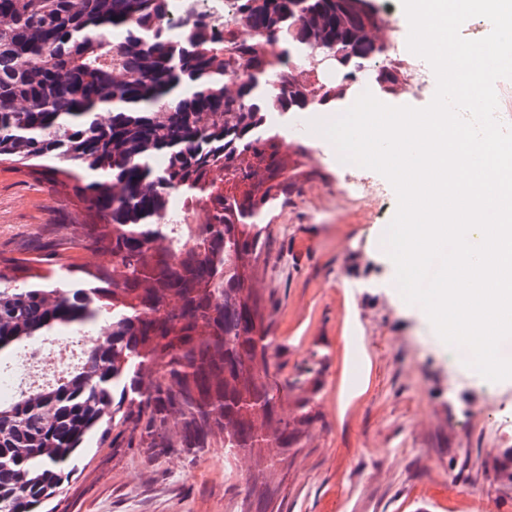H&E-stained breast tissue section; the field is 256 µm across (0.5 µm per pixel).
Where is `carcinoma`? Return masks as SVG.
I'll use <instances>...</instances> for the list:
<instances>
[{"instance_id":"obj_1","label":"carcinoma","mask_w":512,"mask_h":512,"mask_svg":"<svg viewBox=\"0 0 512 512\" xmlns=\"http://www.w3.org/2000/svg\"><path fill=\"white\" fill-rule=\"evenodd\" d=\"M199 2L0 0V164L61 187L67 217L0 250V356L92 337L59 381L0 403V512H57L92 436L150 454L295 440L248 284L296 186L269 118L341 98L372 62L379 85L403 69L367 39L390 22L376 0ZM311 43L350 63L309 88L293 67Z\"/></svg>"}]
</instances>
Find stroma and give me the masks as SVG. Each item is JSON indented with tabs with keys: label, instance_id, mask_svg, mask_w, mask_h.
<instances>
[{
	"label": "stroma",
	"instance_id": "stroma-1",
	"mask_svg": "<svg viewBox=\"0 0 512 512\" xmlns=\"http://www.w3.org/2000/svg\"><path fill=\"white\" fill-rule=\"evenodd\" d=\"M305 148L250 270L297 442L150 455L91 439L57 512H512V383L453 365L397 296L391 183L374 175L367 208L328 140ZM64 221L50 184L0 169V249Z\"/></svg>",
	"mask_w": 512,
	"mask_h": 512
}]
</instances>
